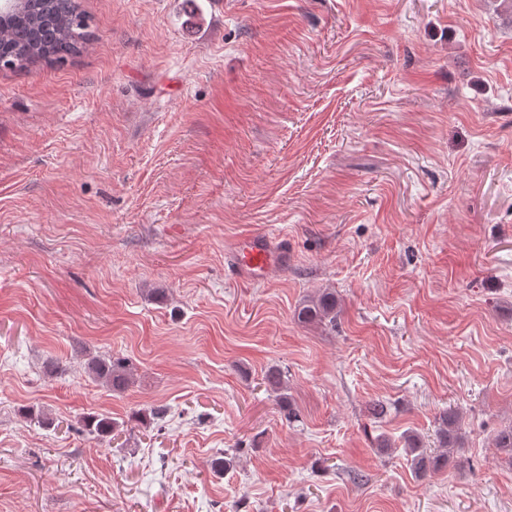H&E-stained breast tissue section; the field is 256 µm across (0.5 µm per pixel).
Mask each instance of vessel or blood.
Masks as SVG:
<instances>
[{"mask_svg":"<svg viewBox=\"0 0 512 512\" xmlns=\"http://www.w3.org/2000/svg\"><path fill=\"white\" fill-rule=\"evenodd\" d=\"M224 264L236 278L249 281L287 269L288 250L267 234L253 233L226 252Z\"/></svg>","mask_w":512,"mask_h":512,"instance_id":"vessel-or-blood-1","label":"vessel or blood"}]
</instances>
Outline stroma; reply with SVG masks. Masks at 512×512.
Returning a JSON list of instances; mask_svg holds the SVG:
<instances>
[{"label": "stroma", "instance_id": "35a3bbf8", "mask_svg": "<svg viewBox=\"0 0 512 512\" xmlns=\"http://www.w3.org/2000/svg\"><path fill=\"white\" fill-rule=\"evenodd\" d=\"M82 5L87 50L0 71V512H512V14ZM252 232L287 271L226 274ZM326 288L335 325L300 321ZM94 355L132 363L125 392ZM449 409L455 461L416 479L402 435L434 447ZM87 370L95 381L112 392H124L132 382V367L126 358L92 357L87 363ZM265 383L269 389L276 394L277 403L288 422L299 419L300 414L292 405L291 398L288 397V386L284 380V375L278 368H270L265 375ZM82 422L84 430L96 439L112 436V433L117 431L120 426L111 417L103 415L87 416L83 418Z\"/></svg>", "mask_w": 512, "mask_h": 512}]
</instances>
